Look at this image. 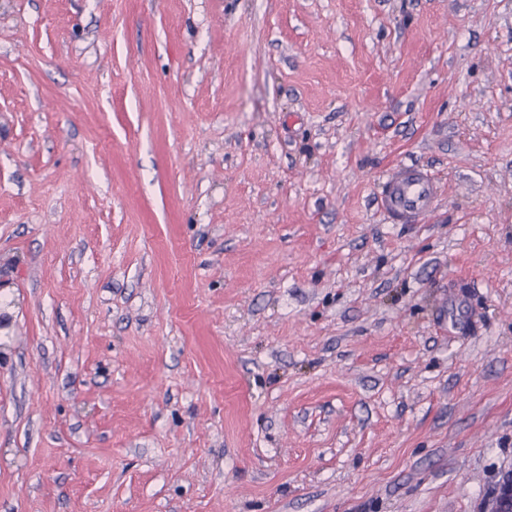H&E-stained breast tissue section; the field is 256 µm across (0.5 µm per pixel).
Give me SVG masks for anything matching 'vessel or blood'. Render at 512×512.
<instances>
[{
  "label": "vessel or blood",
  "mask_w": 512,
  "mask_h": 512,
  "mask_svg": "<svg viewBox=\"0 0 512 512\" xmlns=\"http://www.w3.org/2000/svg\"><path fill=\"white\" fill-rule=\"evenodd\" d=\"M438 194L434 175L419 165H402L388 171L378 185L379 209L396 224H413L428 214Z\"/></svg>",
  "instance_id": "1"
}]
</instances>
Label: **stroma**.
<instances>
[{"instance_id": "1", "label": "stroma", "mask_w": 512, "mask_h": 512, "mask_svg": "<svg viewBox=\"0 0 512 512\" xmlns=\"http://www.w3.org/2000/svg\"><path fill=\"white\" fill-rule=\"evenodd\" d=\"M509 476L512 0H0V512ZM437 194L434 175L412 164L388 171L379 182L376 198L379 209L394 224H415L432 210Z\"/></svg>"}]
</instances>
